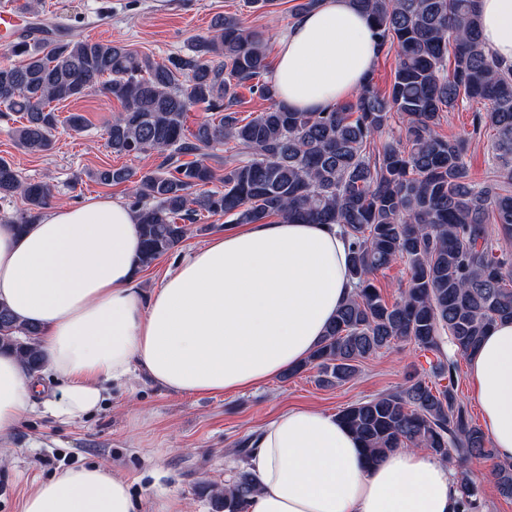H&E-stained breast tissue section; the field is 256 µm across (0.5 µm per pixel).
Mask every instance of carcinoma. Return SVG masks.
Here are the masks:
<instances>
[{"label":"carcinoma","mask_w":512,"mask_h":512,"mask_svg":"<svg viewBox=\"0 0 512 512\" xmlns=\"http://www.w3.org/2000/svg\"><path fill=\"white\" fill-rule=\"evenodd\" d=\"M351 3L369 17L381 48L396 52L397 65L388 91L379 92L370 78L355 100L329 111L291 112L277 102L268 37L235 13L215 19L210 35L163 63L110 41L13 42L6 52L22 61L0 63V106L14 121L16 146L36 154L52 149L61 123L51 103L92 91L120 103L107 130L112 152L156 153L161 162L139 177L125 167L92 177L104 185L131 183L143 268L179 246L206 213L232 224L278 217L339 225L350 240L353 292L307 364L319 369L323 385L334 386L401 342L432 353L429 378L412 376L339 417L370 462L398 448H424L457 463L460 512H479V490L463 467L493 457V449L458 397L457 382L459 359L496 321L512 319V254L497 252L490 228L512 236V65L485 50L475 0ZM239 87L269 106L239 118L232 110ZM471 101L484 105L472 115V133L493 132L490 176L481 182L465 162L468 138L438 132L443 113ZM193 106L218 116L189 132L185 115ZM396 118L404 127L398 135ZM228 142L235 154L224 160L215 149ZM216 180L222 188H208ZM15 196L25 207L13 223L23 227L51 205L53 192L0 158V200ZM398 260L410 278L389 304L373 277ZM0 353L15 356L29 375L45 364L38 328L17 322L3 303ZM493 476L499 494L512 498V464L497 465ZM256 491L244 467L224 491L199 487L211 512H244Z\"/></svg>","instance_id":"carcinoma-1"}]
</instances>
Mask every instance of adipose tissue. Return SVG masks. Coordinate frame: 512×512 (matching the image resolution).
Here are the masks:
<instances>
[{
	"mask_svg": "<svg viewBox=\"0 0 512 512\" xmlns=\"http://www.w3.org/2000/svg\"><path fill=\"white\" fill-rule=\"evenodd\" d=\"M486 50L512 64V0H477ZM379 56L350 0H323L277 40L272 72L296 112L336 106ZM349 243L334 224H246L182 259L161 286H138V218L118 198L49 207L25 229L0 222V302L37 325L60 395L0 355V444L26 415L69 422L96 410L107 384L137 373L180 395L268 382L313 352L352 292ZM472 396L496 460L512 463V321L497 322L468 357ZM259 488L246 512H457L453 472L424 449L366 464L334 413L282 409L248 460ZM128 480L97 465L38 483L22 512H136Z\"/></svg>",
	"mask_w": 512,
	"mask_h": 512,
	"instance_id": "ef3b65f1",
	"label": "adipose tissue"
}]
</instances>
